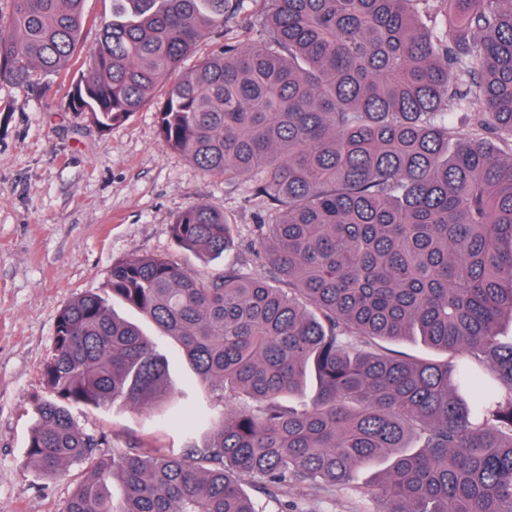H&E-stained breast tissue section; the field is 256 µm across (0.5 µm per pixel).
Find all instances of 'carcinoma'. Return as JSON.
Masks as SVG:
<instances>
[{
  "instance_id": "carcinoma-1",
  "label": "carcinoma",
  "mask_w": 512,
  "mask_h": 512,
  "mask_svg": "<svg viewBox=\"0 0 512 512\" xmlns=\"http://www.w3.org/2000/svg\"><path fill=\"white\" fill-rule=\"evenodd\" d=\"M82 2L11 0L0 79L67 70ZM239 16L245 46L181 72ZM159 90L167 146L253 183L281 286L136 256L59 311L24 465L82 466L61 512H262L243 476L267 493L345 487L379 512H512V340L496 332L512 319V0H112L72 111L109 131ZM171 235L215 258L232 231L196 204ZM116 301L179 347L206 397L174 392L167 355ZM411 336L445 358L382 346ZM227 390L244 405L225 408ZM182 401L205 435L180 455L109 454L72 414ZM382 458L378 483L355 482Z\"/></svg>"
}]
</instances>
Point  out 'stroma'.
Returning <instances> with one entry per match:
<instances>
[{
  "label": "stroma",
  "mask_w": 512,
  "mask_h": 512,
  "mask_svg": "<svg viewBox=\"0 0 512 512\" xmlns=\"http://www.w3.org/2000/svg\"><path fill=\"white\" fill-rule=\"evenodd\" d=\"M111 0H84L85 24L76 62L59 76L0 79V512H60L82 468L50 480L26 468L32 408L44 396L42 367L54 347L58 311L103 288L113 264L136 255L165 257L211 276L235 265L255 277L269 269L258 253L262 208L247 182L205 175L159 135L156 103L101 133L69 111L73 77L87 70ZM223 211L233 240L217 259L188 252L170 226L190 205ZM84 431L111 448L137 445L182 453L193 419L151 417L134 408L78 410ZM263 512H378L379 502L347 489L310 485L257 495Z\"/></svg>",
  "instance_id": "obj_1"
}]
</instances>
